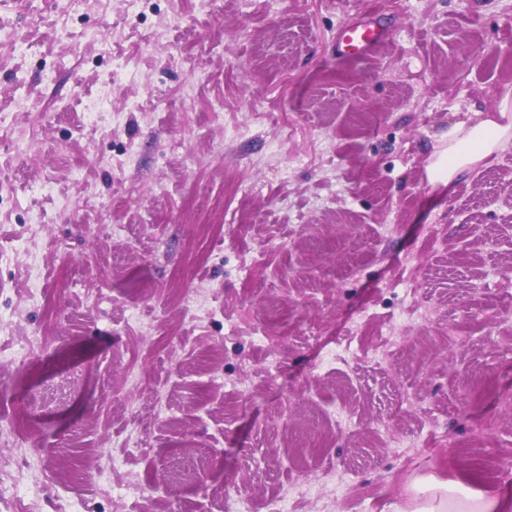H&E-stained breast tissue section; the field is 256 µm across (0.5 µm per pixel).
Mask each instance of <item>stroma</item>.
I'll return each instance as SVG.
<instances>
[{"label":"stroma","mask_w":512,"mask_h":512,"mask_svg":"<svg viewBox=\"0 0 512 512\" xmlns=\"http://www.w3.org/2000/svg\"><path fill=\"white\" fill-rule=\"evenodd\" d=\"M367 16L389 41L339 53ZM1 30L0 512L512 501V142L426 177L512 86V0H0ZM415 501L409 512H507L506 504L491 488L472 487L459 482L432 480L410 484Z\"/></svg>","instance_id":"35a3bbf8"}]
</instances>
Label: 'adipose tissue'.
I'll return each instance as SVG.
<instances>
[{"label": "adipose tissue", "mask_w": 512, "mask_h": 512, "mask_svg": "<svg viewBox=\"0 0 512 512\" xmlns=\"http://www.w3.org/2000/svg\"><path fill=\"white\" fill-rule=\"evenodd\" d=\"M512 139V106L501 103L497 114L473 123H460L448 131V144L428 167L430 182L453 185ZM413 512H507L493 489L458 482H412Z\"/></svg>", "instance_id": "adipose-tissue-1"}]
</instances>
